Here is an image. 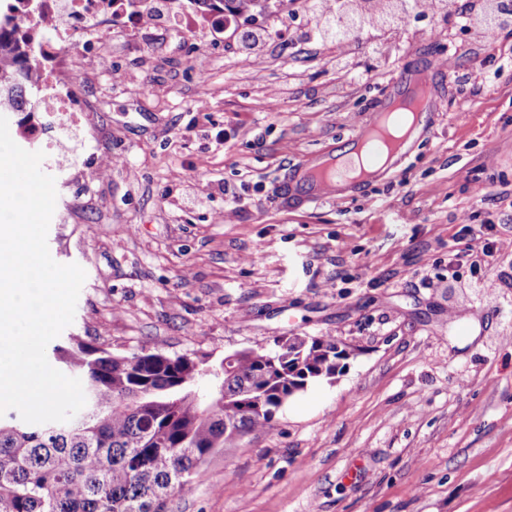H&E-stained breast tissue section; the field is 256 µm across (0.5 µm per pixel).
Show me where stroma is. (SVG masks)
I'll list each match as a JSON object with an SVG mask.
<instances>
[{
    "label": "stroma",
    "instance_id": "obj_1",
    "mask_svg": "<svg viewBox=\"0 0 512 512\" xmlns=\"http://www.w3.org/2000/svg\"><path fill=\"white\" fill-rule=\"evenodd\" d=\"M255 25L292 37L249 55L229 27L92 24L71 52L81 174L57 182L47 236L86 272L65 335L213 363L282 336L346 349L169 512H512V31L412 18L342 70L294 0ZM433 57L453 62L431 76L444 109L396 172L280 206L287 172ZM232 191L244 206L225 223ZM469 223L503 247L449 267Z\"/></svg>",
    "mask_w": 512,
    "mask_h": 512
}]
</instances>
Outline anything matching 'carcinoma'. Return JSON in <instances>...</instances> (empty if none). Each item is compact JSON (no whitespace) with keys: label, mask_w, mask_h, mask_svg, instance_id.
<instances>
[{"label":"carcinoma","mask_w":512,"mask_h":512,"mask_svg":"<svg viewBox=\"0 0 512 512\" xmlns=\"http://www.w3.org/2000/svg\"><path fill=\"white\" fill-rule=\"evenodd\" d=\"M38 34L0 33V111H38L43 76L37 17L40 0H23ZM200 10L237 21L266 10L267 0H193ZM319 38L342 45L364 12L383 27L395 0L313 3ZM345 351L315 337L277 350H248L231 369L206 358L157 348L123 354L69 337L53 348L63 374L82 382L86 405L64 423L28 424L0 416V512H168L175 495L192 491L201 466L243 436L270 430L289 397L336 376Z\"/></svg>","instance_id":"cac0c4a2"}]
</instances>
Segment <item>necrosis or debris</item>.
Here are the masks:
<instances>
[{
  "mask_svg": "<svg viewBox=\"0 0 512 512\" xmlns=\"http://www.w3.org/2000/svg\"><path fill=\"white\" fill-rule=\"evenodd\" d=\"M41 10L52 18L55 30L40 48V55L46 61L40 96L44 121L56 126L58 134L46 139L41 129L36 128L31 135L40 142L45 165L63 171L67 168L63 159L64 137L81 129L76 103L79 84L67 63L68 49L79 42L86 23L125 25L129 15L119 9L114 0H41Z\"/></svg>",
  "mask_w": 512,
  "mask_h": 512,
  "instance_id": "obj_1",
  "label": "necrosis or debris"
}]
</instances>
